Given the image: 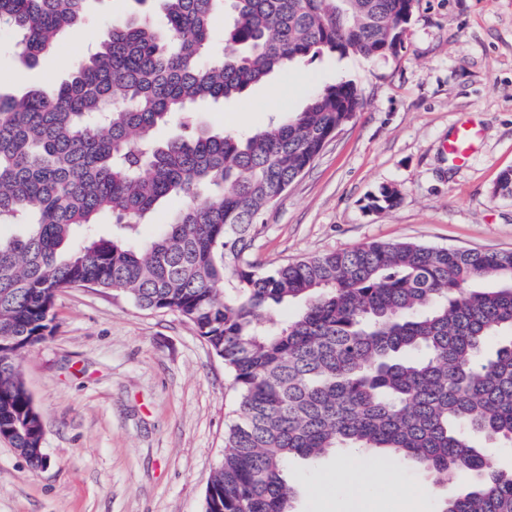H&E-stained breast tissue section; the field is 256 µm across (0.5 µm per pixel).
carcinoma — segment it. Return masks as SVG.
Instances as JSON below:
<instances>
[{
	"label": "carcinoma",
	"instance_id": "obj_1",
	"mask_svg": "<svg viewBox=\"0 0 512 512\" xmlns=\"http://www.w3.org/2000/svg\"><path fill=\"white\" fill-rule=\"evenodd\" d=\"M93 0H0V28L28 65L81 31ZM102 30L56 92L0 95V436L30 464L43 435L17 354L53 334L66 288L112 290L193 325L233 374L238 420L203 512H294L286 470L344 448L382 450L444 484L439 512H512V471L480 436L512 445V251L368 242L263 269L252 229L362 104L339 81L303 109L244 135L160 140L173 118L226 101L321 55L377 58L407 0H161ZM232 50L212 57L213 20ZM382 188L371 208H392ZM177 207L148 242L139 226ZM123 234H95L101 219ZM82 227L80 238L74 229ZM300 301L293 318L271 309ZM496 336L506 340L495 348Z\"/></svg>",
	"mask_w": 512,
	"mask_h": 512
}]
</instances>
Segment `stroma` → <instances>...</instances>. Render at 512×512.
Masks as SVG:
<instances>
[{"instance_id":"stroma-1","label":"stroma","mask_w":512,"mask_h":512,"mask_svg":"<svg viewBox=\"0 0 512 512\" xmlns=\"http://www.w3.org/2000/svg\"><path fill=\"white\" fill-rule=\"evenodd\" d=\"M141 11L135 0H96L84 30L36 65L0 55V93L51 91L101 30ZM342 79L364 105L263 214L252 259L273 268L370 241L512 251V198L493 194L512 168V0H417L395 53L296 64L242 98L198 105L196 127L251 131ZM464 122L476 138L460 164L446 145ZM384 187L399 191L398 205L369 208ZM54 317L53 335L18 355L48 464L32 468L0 440V512H203L236 417L223 360L182 317L109 290L65 289ZM340 463L370 471L389 459H294L295 512H438L461 491L409 462L392 467L394 484H344Z\"/></svg>"}]
</instances>
